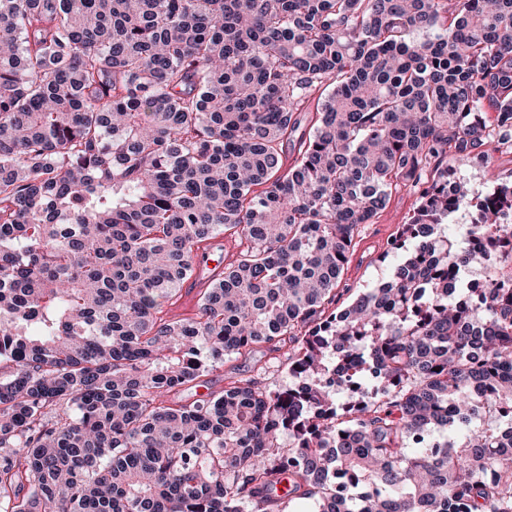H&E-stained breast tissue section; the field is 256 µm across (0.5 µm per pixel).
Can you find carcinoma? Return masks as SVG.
<instances>
[{"label": "carcinoma", "instance_id": "1", "mask_svg": "<svg viewBox=\"0 0 512 512\" xmlns=\"http://www.w3.org/2000/svg\"><path fill=\"white\" fill-rule=\"evenodd\" d=\"M508 149L512 0H0V512H512V288L436 280L512 277ZM257 343L291 386L183 396ZM496 160L491 167L481 162H474L466 166L463 174L477 191H488L499 179H506L512 171V154H496ZM415 197L405 190L394 192L390 203L373 224H362L353 241L352 254L345 266L342 283L337 291V305H348L366 288L387 280L396 267L400 253H390L381 260L396 233L397 225L415 208ZM229 260L230 254L224 253V249L215 250L208 247L198 251L195 257L194 274L188 281V288H193V293L196 294L208 288L224 271V264Z\"/></svg>", "mask_w": 512, "mask_h": 512}]
</instances>
